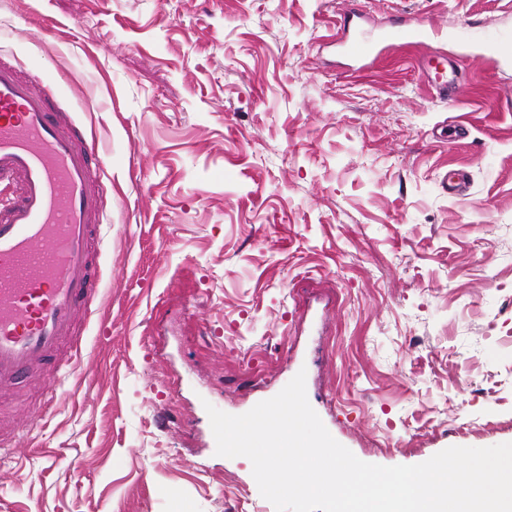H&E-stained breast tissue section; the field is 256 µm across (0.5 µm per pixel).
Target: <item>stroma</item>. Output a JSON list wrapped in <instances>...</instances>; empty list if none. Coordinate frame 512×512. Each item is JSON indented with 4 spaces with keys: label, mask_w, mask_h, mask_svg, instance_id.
<instances>
[{
    "label": "stroma",
    "mask_w": 512,
    "mask_h": 512,
    "mask_svg": "<svg viewBox=\"0 0 512 512\" xmlns=\"http://www.w3.org/2000/svg\"><path fill=\"white\" fill-rule=\"evenodd\" d=\"M0 0V61L58 80L99 146L98 314L81 380L0 394V512H275L206 405L306 374L360 460L512 442V0ZM447 33L366 67L395 18ZM57 26L40 36L41 20ZM468 176L458 195L443 171ZM482 52L483 57L487 56L494 63L509 62L512 59V38L491 35L485 40ZM424 74L427 81L436 89L441 97L455 94L454 81H448V68L443 54L431 51L423 61ZM449 92V94H448Z\"/></svg>",
    "instance_id": "stroma-1"
}]
</instances>
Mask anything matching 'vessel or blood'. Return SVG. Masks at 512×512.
<instances>
[{
	"mask_svg": "<svg viewBox=\"0 0 512 512\" xmlns=\"http://www.w3.org/2000/svg\"><path fill=\"white\" fill-rule=\"evenodd\" d=\"M434 28L395 20L378 42L342 40L343 54L370 61L429 42ZM492 62L512 60V38L489 36ZM440 96L455 92L443 54L423 61ZM53 80L23 79L0 62V392L23 379L44 378L49 361L75 333L78 311L89 310L97 275L91 248L100 234L102 202L90 185L94 141L77 130L50 99Z\"/></svg>",
	"mask_w": 512,
	"mask_h": 512,
	"instance_id": "b4317fda",
	"label": "vessel or blood"
}]
</instances>
